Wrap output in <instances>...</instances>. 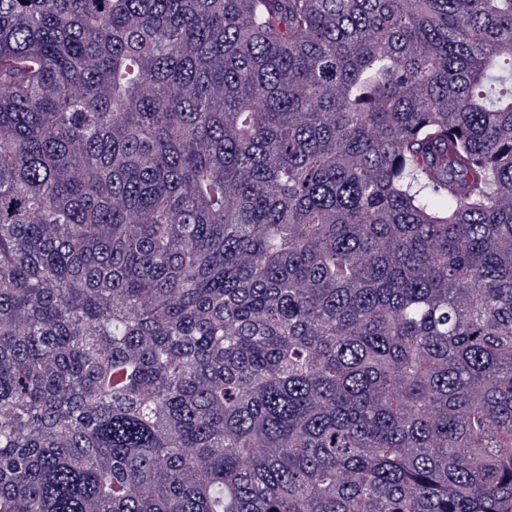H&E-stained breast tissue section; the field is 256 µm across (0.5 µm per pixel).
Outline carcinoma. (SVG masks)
<instances>
[{"label":"carcinoma","instance_id":"obj_1","mask_svg":"<svg viewBox=\"0 0 512 512\" xmlns=\"http://www.w3.org/2000/svg\"><path fill=\"white\" fill-rule=\"evenodd\" d=\"M512 0H0V512H512Z\"/></svg>","mask_w":512,"mask_h":512}]
</instances>
